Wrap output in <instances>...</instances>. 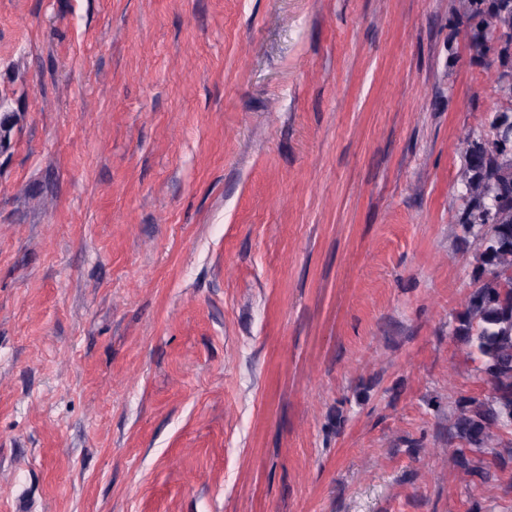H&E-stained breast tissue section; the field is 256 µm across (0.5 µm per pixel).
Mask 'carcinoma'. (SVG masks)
<instances>
[{
  "label": "carcinoma",
  "mask_w": 512,
  "mask_h": 512,
  "mask_svg": "<svg viewBox=\"0 0 512 512\" xmlns=\"http://www.w3.org/2000/svg\"><path fill=\"white\" fill-rule=\"evenodd\" d=\"M468 20L470 47L480 58L512 74V42L498 41L488 24L495 19L512 32V0H459ZM492 140L466 138L459 185L464 191L458 218L475 240L471 289L455 316L454 336L460 353L479 363L490 386L483 400L461 397L456 402L450 439L461 444L457 465L466 478L490 477V468L505 469L512 460L491 451L488 464L474 463L468 452L491 447L493 428L512 426V112L490 113Z\"/></svg>",
  "instance_id": "carcinoma-1"
}]
</instances>
